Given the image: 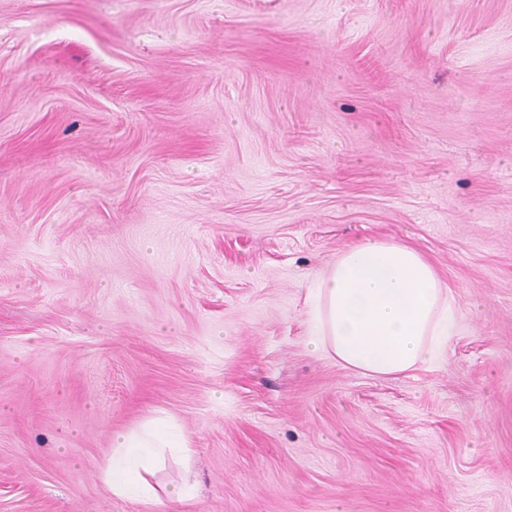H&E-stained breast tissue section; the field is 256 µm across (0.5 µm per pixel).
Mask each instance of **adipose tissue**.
Instances as JSON below:
<instances>
[{
	"instance_id": "ef3b65f1",
	"label": "adipose tissue",
	"mask_w": 512,
	"mask_h": 512,
	"mask_svg": "<svg viewBox=\"0 0 512 512\" xmlns=\"http://www.w3.org/2000/svg\"><path fill=\"white\" fill-rule=\"evenodd\" d=\"M310 306L312 351L365 375L398 377L431 364L453 334L454 296L418 249L383 238L337 254L303 286ZM173 423L151 421L115 434L103 478L113 494L137 502L184 503L190 482L156 487L150 481L168 448H187Z\"/></svg>"
}]
</instances>
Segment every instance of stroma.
I'll return each instance as SVG.
<instances>
[{
    "label": "stroma",
    "mask_w": 512,
    "mask_h": 512,
    "mask_svg": "<svg viewBox=\"0 0 512 512\" xmlns=\"http://www.w3.org/2000/svg\"><path fill=\"white\" fill-rule=\"evenodd\" d=\"M456 299L431 368L309 348L368 239ZM512 512V0H0V512ZM112 447V464L103 469V478L113 494L137 502L185 503L194 498L195 485L188 480L158 489L149 479L164 465L166 448L189 447L176 424L147 422L138 430L115 434Z\"/></svg>",
    "instance_id": "1"
}]
</instances>
